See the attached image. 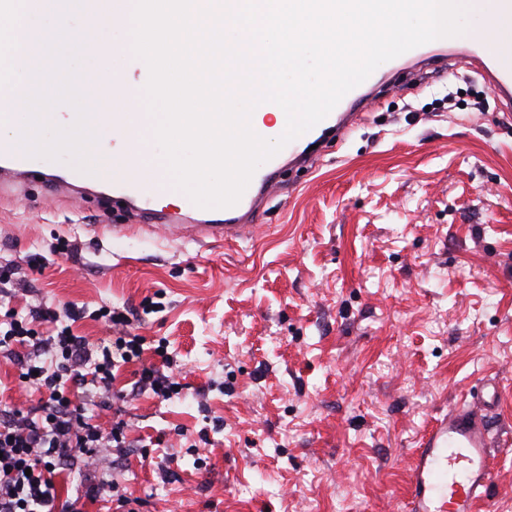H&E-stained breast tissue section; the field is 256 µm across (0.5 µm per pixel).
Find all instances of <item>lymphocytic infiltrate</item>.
Returning a JSON list of instances; mask_svg holds the SVG:
<instances>
[{
  "label": "lymphocytic infiltrate",
  "mask_w": 512,
  "mask_h": 512,
  "mask_svg": "<svg viewBox=\"0 0 512 512\" xmlns=\"http://www.w3.org/2000/svg\"><path fill=\"white\" fill-rule=\"evenodd\" d=\"M78 317L77 311L62 313L41 304L23 317L10 313L0 332V353L16 358L24 388L40 395L38 407L28 411L0 408V512H76L74 503L59 501L57 484L77 456L85 462L88 498L107 488L113 492L112 512H139V500L119 492L109 455L110 449L125 447L127 424L116 415L110 432H103L85 400L92 393L101 400H122L113 389V371L134 362L141 365L138 390L168 400L183 386L171 375L174 362L163 347L154 349L159 364L143 365L146 340L130 332L125 311L108 312L114 336L94 350L73 331ZM43 322L55 324L56 334H41L37 326Z\"/></svg>",
  "instance_id": "lymphocytic-infiltrate-1"
}]
</instances>
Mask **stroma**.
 <instances>
[{
	"label": "stroma",
	"instance_id": "stroma-1",
	"mask_svg": "<svg viewBox=\"0 0 512 512\" xmlns=\"http://www.w3.org/2000/svg\"><path fill=\"white\" fill-rule=\"evenodd\" d=\"M395 78L404 94L286 171L248 241L99 235L94 203L0 197L18 310L77 304L97 344V310L129 309L182 370L170 400L116 375V479L141 512H404L423 431L488 383L483 512H512V111L456 62Z\"/></svg>",
	"mask_w": 512,
	"mask_h": 512
}]
</instances>
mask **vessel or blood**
<instances>
[{
    "mask_svg": "<svg viewBox=\"0 0 512 512\" xmlns=\"http://www.w3.org/2000/svg\"><path fill=\"white\" fill-rule=\"evenodd\" d=\"M404 57L401 65L414 71L429 68L438 60L464 58L501 105H512V45L497 40L488 24L474 27L467 40H434L405 52ZM401 65L392 59L378 66L322 122L260 165L239 202L228 208H201L187 199L179 210H168L161 204L160 191L146 188L131 160L126 163V177L97 190L92 175L73 166L65 174H56L48 159L33 164L18 142L10 139H0V193L25 189L40 180L55 198L82 202L92 195L107 208L123 205L129 220L142 222L152 232L169 230L200 244L246 241L256 235V214L279 190L284 165H312L315 145L329 136L344 137L357 126L359 104L376 94L402 93L403 85L393 79ZM483 407L480 399L460 401L425 432L410 466L407 512H479L487 501L493 484V455Z\"/></svg>",
    "mask_w": 512,
    "mask_h": 512,
    "instance_id": "obj_1",
    "label": "vessel or blood"
}]
</instances>
